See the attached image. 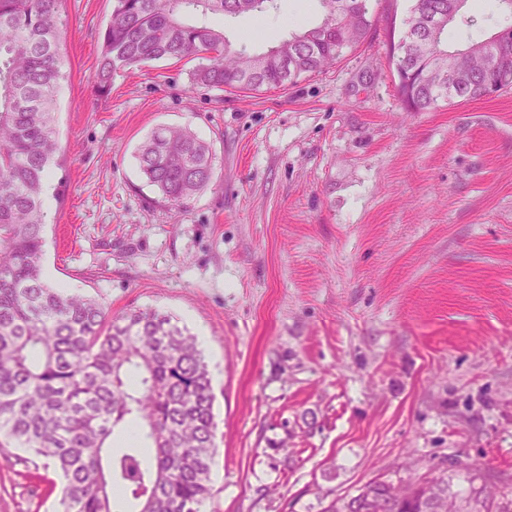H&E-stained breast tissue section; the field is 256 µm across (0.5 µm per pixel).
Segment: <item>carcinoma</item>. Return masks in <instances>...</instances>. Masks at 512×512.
<instances>
[{
    "mask_svg": "<svg viewBox=\"0 0 512 512\" xmlns=\"http://www.w3.org/2000/svg\"><path fill=\"white\" fill-rule=\"evenodd\" d=\"M62 0H0V447L44 460L64 479L57 512H200L215 453L212 379L187 330L158 311L106 320L94 299L43 277L45 192L58 154L57 91L66 79L58 33ZM368 0H320L323 20L262 53L233 46L210 15L240 17L277 0H112L101 33V95L121 70L194 61L192 82L257 91L297 82L335 62L371 25ZM467 0H412L403 29L423 42L404 52L406 108L481 97L512 86V24L448 50V26ZM140 171L164 200L187 204L211 182L214 155L188 127L159 128L138 152ZM133 442L112 448L118 429ZM438 512H493L456 502L435 480Z\"/></svg>",
    "mask_w": 512,
    "mask_h": 512,
    "instance_id": "carcinoma-1",
    "label": "carcinoma"
}]
</instances>
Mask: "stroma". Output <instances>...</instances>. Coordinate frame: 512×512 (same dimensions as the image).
<instances>
[{
    "label": "stroma",
    "mask_w": 512,
    "mask_h": 512,
    "mask_svg": "<svg viewBox=\"0 0 512 512\" xmlns=\"http://www.w3.org/2000/svg\"><path fill=\"white\" fill-rule=\"evenodd\" d=\"M411 0H370L364 41L326 70L246 93L186 62L130 67L98 96L112 0H63L61 145L44 268L107 315L157 310L212 377L215 454L201 512H327L374 479L446 477L512 512V87L407 111L390 53ZM495 0H468L487 39ZM319 0L211 16L260 52ZM188 127L213 177L175 208L140 143ZM52 470L0 450V512H55Z\"/></svg>",
    "instance_id": "35a3bbf8"
}]
</instances>
